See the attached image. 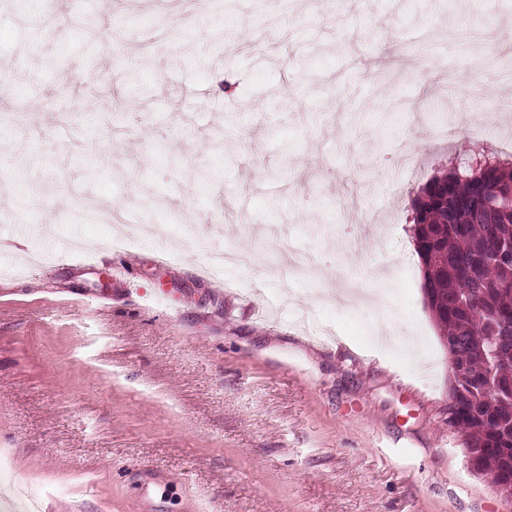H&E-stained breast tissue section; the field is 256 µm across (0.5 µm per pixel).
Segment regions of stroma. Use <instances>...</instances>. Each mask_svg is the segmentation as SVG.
Instances as JSON below:
<instances>
[{"mask_svg": "<svg viewBox=\"0 0 512 512\" xmlns=\"http://www.w3.org/2000/svg\"><path fill=\"white\" fill-rule=\"evenodd\" d=\"M288 2L0 12V501L512 512L409 233L430 177L512 161V0Z\"/></svg>", "mask_w": 512, "mask_h": 512, "instance_id": "stroma-1", "label": "stroma"}]
</instances>
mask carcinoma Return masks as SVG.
<instances>
[{
	"label": "carcinoma",
	"mask_w": 512,
	"mask_h": 512,
	"mask_svg": "<svg viewBox=\"0 0 512 512\" xmlns=\"http://www.w3.org/2000/svg\"><path fill=\"white\" fill-rule=\"evenodd\" d=\"M426 308L465 376L448 426L474 469L512 477V163H467L432 177L412 204Z\"/></svg>",
	"instance_id": "obj_1"
}]
</instances>
